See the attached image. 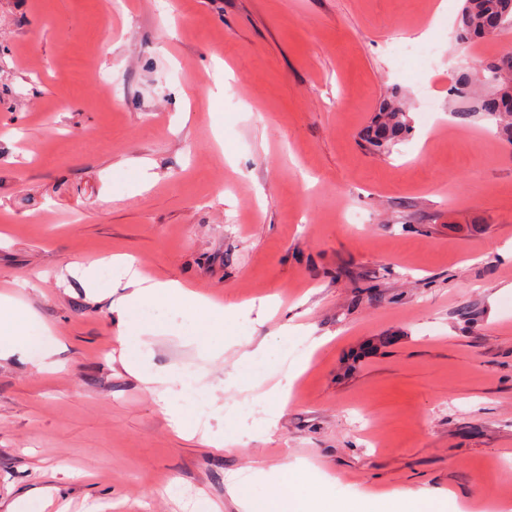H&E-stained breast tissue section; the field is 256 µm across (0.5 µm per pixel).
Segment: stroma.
<instances>
[{
	"label": "stroma",
	"instance_id": "stroma-1",
	"mask_svg": "<svg viewBox=\"0 0 512 512\" xmlns=\"http://www.w3.org/2000/svg\"><path fill=\"white\" fill-rule=\"evenodd\" d=\"M439 1L0 0V303L51 343L0 359V512H240L230 476L286 462L340 501L512 491V144L448 96L501 41L461 44ZM393 91L413 130L373 156ZM115 254L238 307L142 310L195 430L124 365L127 288L68 270ZM395 50L402 61L417 63L421 66L429 63L434 54L432 45L417 46L407 42L398 43Z\"/></svg>",
	"mask_w": 512,
	"mask_h": 512
}]
</instances>
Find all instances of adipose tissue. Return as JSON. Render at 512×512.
<instances>
[{
	"label": "adipose tissue",
	"instance_id": "obj_1",
	"mask_svg": "<svg viewBox=\"0 0 512 512\" xmlns=\"http://www.w3.org/2000/svg\"><path fill=\"white\" fill-rule=\"evenodd\" d=\"M111 264L118 274L127 276V284L131 288L115 308L127 332H145V325L134 322V313L142 304L180 300L188 296L179 282L153 281L133 273L131 259L119 256L112 258ZM21 348L43 354L48 345L42 342L38 326L31 316L17 310L0 309V358ZM264 476V471L257 470L251 483L229 484V492L242 512H325L329 507L335 508L336 512H366L364 507L354 503L332 505L328 487L316 483L309 474L289 468L285 469L274 495H260L255 485Z\"/></svg>",
	"mask_w": 512,
	"mask_h": 512
}]
</instances>
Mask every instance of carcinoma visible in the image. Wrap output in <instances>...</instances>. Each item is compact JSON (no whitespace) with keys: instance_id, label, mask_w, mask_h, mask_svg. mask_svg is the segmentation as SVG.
I'll return each mask as SVG.
<instances>
[{"instance_id":"1","label":"carcinoma","mask_w":512,"mask_h":512,"mask_svg":"<svg viewBox=\"0 0 512 512\" xmlns=\"http://www.w3.org/2000/svg\"><path fill=\"white\" fill-rule=\"evenodd\" d=\"M512 21V0H463L457 26L463 43L500 33V24ZM512 51L486 58L462 70L451 88L459 107L453 115L465 120L479 115L495 124L497 134L512 144ZM411 120L400 96L382 99L370 124L360 136L373 154H388L410 134Z\"/></svg>"}]
</instances>
